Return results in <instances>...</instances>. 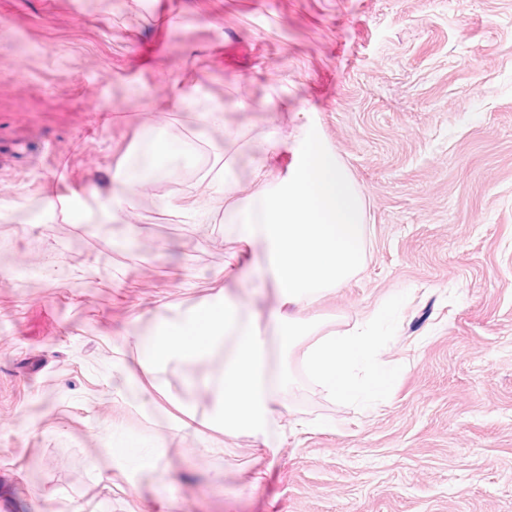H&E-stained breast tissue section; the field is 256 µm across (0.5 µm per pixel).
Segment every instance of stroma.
Masks as SVG:
<instances>
[{"mask_svg": "<svg viewBox=\"0 0 512 512\" xmlns=\"http://www.w3.org/2000/svg\"><path fill=\"white\" fill-rule=\"evenodd\" d=\"M185 98L188 109L178 108ZM224 107V126L197 112ZM163 115L194 155L133 223L95 194ZM314 119L366 203L367 262L312 309L344 329L399 302L394 371L361 411L301 385L277 457L206 460L166 401L115 393L132 324L217 296L231 226L193 187L270 126ZM84 192L69 221L48 196ZM165 198L179 209L165 210ZM110 249H103V239ZM196 418L176 365L152 375ZM132 445L166 473L103 450ZM262 471L240 494V468ZM155 468V469H156ZM8 512H512V0H0V504Z\"/></svg>", "mask_w": 512, "mask_h": 512, "instance_id": "1", "label": "stroma"}]
</instances>
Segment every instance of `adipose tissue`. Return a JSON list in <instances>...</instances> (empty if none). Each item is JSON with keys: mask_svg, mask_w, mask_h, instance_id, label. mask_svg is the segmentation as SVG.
Listing matches in <instances>:
<instances>
[{"mask_svg": "<svg viewBox=\"0 0 512 512\" xmlns=\"http://www.w3.org/2000/svg\"><path fill=\"white\" fill-rule=\"evenodd\" d=\"M286 148L291 160L285 171H275L273 162ZM248 167L244 181L237 160H226L223 172L197 184L195 204L201 211L220 204L234 214L236 246L224 257V277L235 279L246 268L257 280H270L276 303L271 319H264L253 300L221 291L176 315L157 316L150 333L132 329L126 342L138 367L122 368L118 375L144 409L156 403L145 375L172 364L192 368L220 359L218 374L203 383L210 410L201 427H192L193 413L181 400L166 398L172 429L207 456L228 450L241 437L277 454L288 441L283 411L298 377L330 399L363 404L381 398L387 383L376 359V324L384 307L345 330L304 316L366 263L365 204L344 162L309 122L292 139L271 127L253 143ZM149 183L135 160H128L100 205L110 219L128 221ZM273 347L281 361L275 375L269 371Z\"/></svg>", "mask_w": 512, "mask_h": 512, "instance_id": "1", "label": "adipose tissue"}]
</instances>
